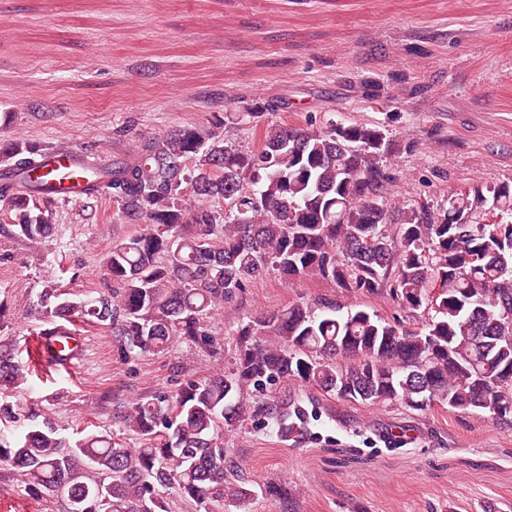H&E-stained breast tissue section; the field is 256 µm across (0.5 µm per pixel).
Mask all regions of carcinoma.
Instances as JSON below:
<instances>
[{"label":"carcinoma","instance_id":"cac0c4a2","mask_svg":"<svg viewBox=\"0 0 512 512\" xmlns=\"http://www.w3.org/2000/svg\"><path fill=\"white\" fill-rule=\"evenodd\" d=\"M274 100L224 116L259 134L244 148L223 124L144 137L135 156L104 171L86 167V198L109 199L139 230L106 255V289L70 298L48 285L36 313L47 344L79 317L107 326L124 354L163 353L177 343L217 357L214 310L266 271L316 277L359 297L387 295L405 328L358 305L302 297L246 317L232 367L144 396L119 415L132 446L110 435L70 438L49 417L0 400V463L24 488L64 512H224L254 491L224 448V434L259 421L282 437L310 434L318 417L268 389L292 381L352 404L432 405L512 424V184L477 183L440 203L392 198L399 137L373 122L265 123ZM41 149L0 145V201L9 225L34 247L48 239L55 175ZM191 189L194 204L182 203ZM30 366L0 349V385L17 388Z\"/></svg>","mask_w":512,"mask_h":512}]
</instances>
